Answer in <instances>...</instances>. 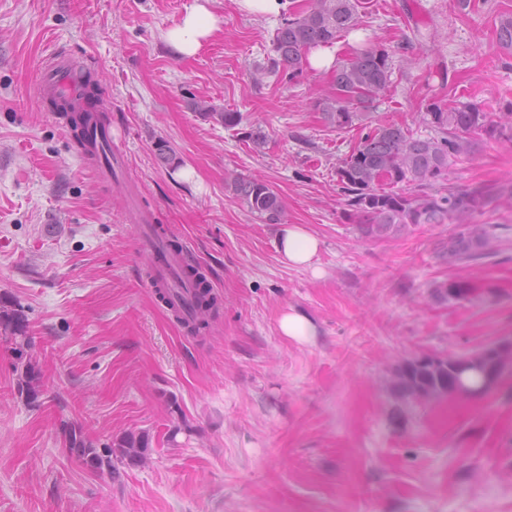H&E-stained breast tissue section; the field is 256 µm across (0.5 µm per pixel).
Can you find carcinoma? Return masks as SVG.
Masks as SVG:
<instances>
[{"instance_id":"cac0c4a2","label":"carcinoma","mask_w":512,"mask_h":512,"mask_svg":"<svg viewBox=\"0 0 512 512\" xmlns=\"http://www.w3.org/2000/svg\"><path fill=\"white\" fill-rule=\"evenodd\" d=\"M361 0H306L302 8L284 19L273 40L275 56L268 59L266 70L290 79L302 73L309 49L331 45L357 25ZM499 50L512 56V16L503 15L497 29ZM393 57L388 50L364 47L335 69L333 92L319 101L322 115L338 130L353 126L384 96L391 83ZM85 93L97 100V110L76 112L61 98L50 99L54 111L68 123L75 140L85 146L90 133L106 125V109L99 101L100 84L94 74L82 72ZM192 109L205 117L218 116L224 127L241 125L239 112L215 113L201 104ZM423 123L429 133L416 136L395 124L380 125L364 134L358 146L336 170L337 185L349 207L348 216L357 220L361 233L370 238L401 234L416 224H443L452 220L460 230L448 242L450 261H474L489 256L493 234L487 227L469 222V217L484 208L489 193L473 189L431 192L434 183L448 171L453 159L474 151L473 135L484 132L512 140V122L496 121L490 113L475 106L445 109L437 102L427 106ZM400 184L411 185V194L395 190ZM226 186L241 200L248 212L265 224L286 223V211L280 196L261 178L234 174ZM175 278L192 285L191 312L181 322L198 331L208 325L207 317L218 305L199 268L187 266ZM472 288L466 281H452L434 286L432 296L439 300L469 299ZM0 332L13 340V370L17 375V393L29 406L39 405L43 395L41 373L33 356V342L22 310L0 302ZM488 348L465 355L436 357L427 362L408 361L396 376L394 391L403 402L430 401L448 395L488 392L509 362L486 355ZM65 443L83 464L91 469L108 467L118 473L115 463L123 466L141 464L150 450L146 433H128L113 443L108 454L98 452L82 429L71 425L65 430Z\"/></svg>"}]
</instances>
